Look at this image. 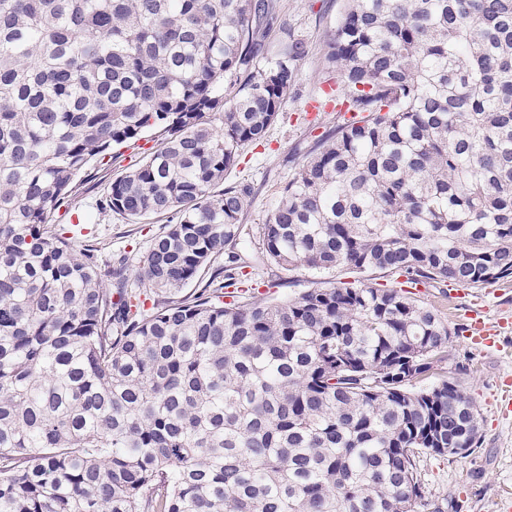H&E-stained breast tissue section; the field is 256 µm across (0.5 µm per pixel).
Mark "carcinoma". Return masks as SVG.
<instances>
[{
	"label": "carcinoma",
	"mask_w": 512,
	"mask_h": 512,
	"mask_svg": "<svg viewBox=\"0 0 512 512\" xmlns=\"http://www.w3.org/2000/svg\"><path fill=\"white\" fill-rule=\"evenodd\" d=\"M273 10L0 0V512H420V458L479 443L436 373L449 326L367 281L512 278V0H345L326 59L352 118L288 180L260 268L224 173L305 53L265 54ZM150 130L101 205L176 218L131 296L52 216ZM273 266L357 282L261 299Z\"/></svg>",
	"instance_id": "cac0c4a2"
}]
</instances>
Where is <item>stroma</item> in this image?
Segmentation results:
<instances>
[{
  "label": "stroma",
  "mask_w": 512,
  "mask_h": 512,
  "mask_svg": "<svg viewBox=\"0 0 512 512\" xmlns=\"http://www.w3.org/2000/svg\"><path fill=\"white\" fill-rule=\"evenodd\" d=\"M343 9V0H277L276 20L267 46L303 42L305 55L297 63L295 85L263 144L243 149L227 173L226 184H246L252 194L244 222L257 229L276 203L288 179L304 161L314 141L340 123L341 116L327 103L325 88L334 86L336 71L325 60V45ZM158 144L155 132L145 133L139 148H120L110 168L95 170L81 186L71 208H60L53 223H68L71 213L83 215L95 229L101 266L125 262L135 268L155 236L172 221L161 216L134 223L101 210L110 182L142 157V149ZM423 300L450 328L462 326L472 301H482L489 317L512 314V280L472 289L469 298L450 299L447 289L433 288ZM455 379L474 402L480 417V443L464 458L425 457L420 462L429 500H447L453 512H503L512 505V411L502 395L512 378V325L501 331L499 347L480 349L466 336L452 337L448 358L439 366Z\"/></svg>",
  "instance_id": "obj_1"
}]
</instances>
